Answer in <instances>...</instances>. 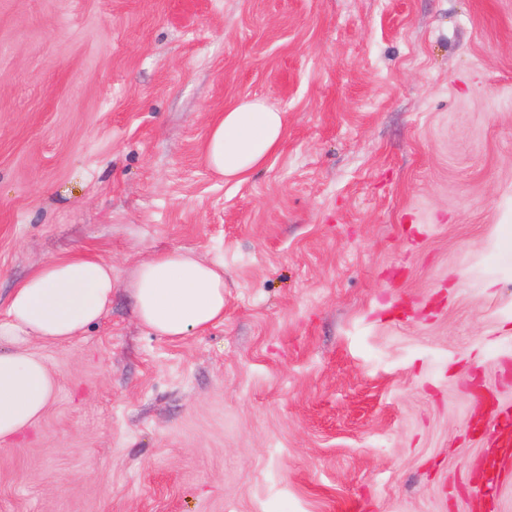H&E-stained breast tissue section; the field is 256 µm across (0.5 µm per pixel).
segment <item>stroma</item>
I'll use <instances>...</instances> for the list:
<instances>
[{"label":"stroma","instance_id":"35a3bbf8","mask_svg":"<svg viewBox=\"0 0 512 512\" xmlns=\"http://www.w3.org/2000/svg\"><path fill=\"white\" fill-rule=\"evenodd\" d=\"M286 114L238 185L245 97ZM112 306L0 443V512H512V0H0V315L46 261ZM224 265L168 340L128 283ZM284 112L267 99L239 101L224 110L210 128L206 153L225 183H240L262 168L280 146ZM137 320L156 336L178 340L224 322V265L192 251L154 253L128 284Z\"/></svg>","mask_w":512,"mask_h":512}]
</instances>
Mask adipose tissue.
Instances as JSON below:
<instances>
[{
    "mask_svg": "<svg viewBox=\"0 0 512 512\" xmlns=\"http://www.w3.org/2000/svg\"><path fill=\"white\" fill-rule=\"evenodd\" d=\"M284 114L255 97L227 108L210 128L208 163L225 182L262 168L280 146ZM137 320L178 340L224 321V267L175 249L140 261L128 284ZM112 303V267L88 251L51 259L13 289L0 317V442L32 426L57 389L31 341L70 342L101 320Z\"/></svg>",
    "mask_w": 512,
    "mask_h": 512,
    "instance_id": "adipose-tissue-1",
    "label": "adipose tissue"
}]
</instances>
